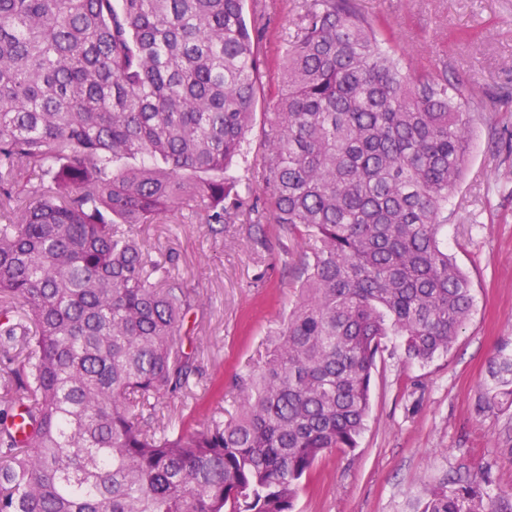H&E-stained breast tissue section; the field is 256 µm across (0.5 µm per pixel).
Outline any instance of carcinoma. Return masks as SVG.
Here are the masks:
<instances>
[{
    "mask_svg": "<svg viewBox=\"0 0 512 512\" xmlns=\"http://www.w3.org/2000/svg\"><path fill=\"white\" fill-rule=\"evenodd\" d=\"M263 33L244 0H0V512H294L358 447L397 339L418 363L471 314L448 199L472 102L412 71L353 0H311L282 63L260 184L237 175ZM298 234L303 277L235 417L164 420L189 393L195 298L137 225ZM491 469L419 512H503Z\"/></svg>",
    "mask_w": 512,
    "mask_h": 512,
    "instance_id": "1",
    "label": "carcinoma"
}]
</instances>
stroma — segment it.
I'll return each instance as SVG.
<instances>
[{"instance_id":"obj_1","label":"stroma","mask_w":512,"mask_h":512,"mask_svg":"<svg viewBox=\"0 0 512 512\" xmlns=\"http://www.w3.org/2000/svg\"><path fill=\"white\" fill-rule=\"evenodd\" d=\"M306 3L246 0L266 32L263 96L249 133L255 165L280 87L278 62ZM354 3L391 27L416 72L447 73L474 105L471 154L448 203V253L471 281L474 307L447 354L422 365L402 349L385 352L358 448L313 468L295 512H415L436 484L482 467L495 487L512 489V396L492 375L512 358V0ZM141 230L198 299L183 327L199 367L192 392L162 399L159 409L198 427L218 411L232 416L242 379L295 298L305 246L273 224L262 245L246 224L220 235L171 219Z\"/></svg>"}]
</instances>
